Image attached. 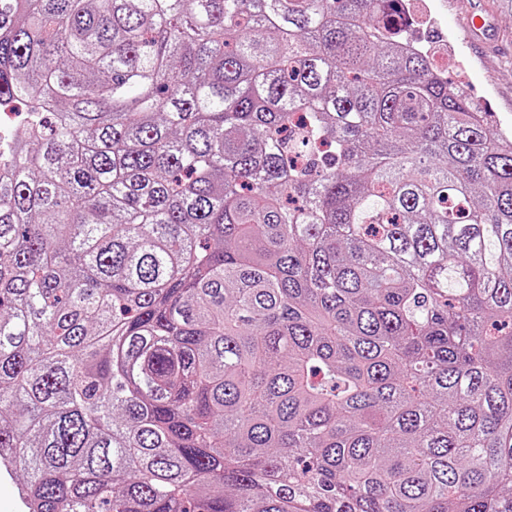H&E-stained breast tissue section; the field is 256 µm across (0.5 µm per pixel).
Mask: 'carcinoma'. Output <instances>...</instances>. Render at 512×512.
Here are the masks:
<instances>
[{"mask_svg":"<svg viewBox=\"0 0 512 512\" xmlns=\"http://www.w3.org/2000/svg\"><path fill=\"white\" fill-rule=\"evenodd\" d=\"M16 103L26 512H512V135L391 0H0Z\"/></svg>","mask_w":512,"mask_h":512,"instance_id":"obj_1","label":"carcinoma"}]
</instances>
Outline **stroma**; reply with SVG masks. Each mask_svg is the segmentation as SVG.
<instances>
[{"label": "stroma", "mask_w": 512, "mask_h": 512, "mask_svg": "<svg viewBox=\"0 0 512 512\" xmlns=\"http://www.w3.org/2000/svg\"><path fill=\"white\" fill-rule=\"evenodd\" d=\"M471 3L493 23L498 46L466 44L456 19ZM408 8L417 31L435 33L430 48L435 66L492 112L498 127L512 131V5L507 0H408Z\"/></svg>", "instance_id": "1"}]
</instances>
